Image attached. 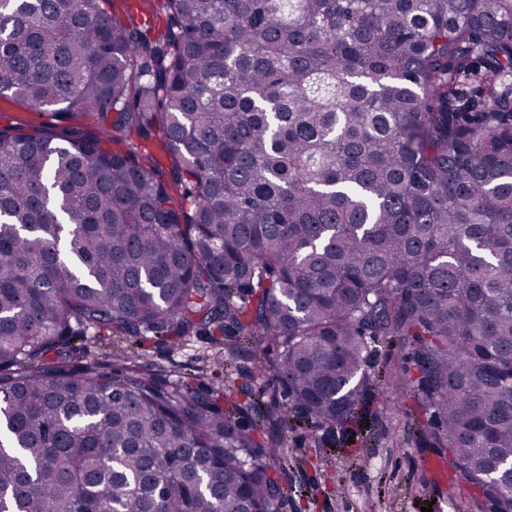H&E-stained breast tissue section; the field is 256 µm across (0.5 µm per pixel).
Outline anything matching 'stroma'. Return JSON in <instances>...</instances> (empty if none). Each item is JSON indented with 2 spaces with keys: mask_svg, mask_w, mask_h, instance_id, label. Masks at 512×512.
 I'll list each match as a JSON object with an SVG mask.
<instances>
[{
  "mask_svg": "<svg viewBox=\"0 0 512 512\" xmlns=\"http://www.w3.org/2000/svg\"><path fill=\"white\" fill-rule=\"evenodd\" d=\"M83 343L89 356L103 364L123 349L163 370L167 382L192 375L193 386L205 396L224 377L204 338L185 344L156 339L140 351L128 341L90 332ZM411 410L404 389L388 388L375 421L335 449L316 448L302 428L289 429L286 478L298 495L283 512H421L427 505L433 512H471L457 482L435 470V451L413 445Z\"/></svg>",
  "mask_w": 512,
  "mask_h": 512,
  "instance_id": "1",
  "label": "stroma"
}]
</instances>
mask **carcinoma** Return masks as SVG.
Returning <instances> with one entry per match:
<instances>
[{
    "label": "carcinoma",
    "instance_id": "carcinoma-1",
    "mask_svg": "<svg viewBox=\"0 0 512 512\" xmlns=\"http://www.w3.org/2000/svg\"><path fill=\"white\" fill-rule=\"evenodd\" d=\"M109 2L0 0V98L50 118L0 127L10 512H278L288 428L352 435L395 346L415 444L512 512V0ZM137 140L167 164L106 147ZM90 329L205 336L237 381ZM83 344L89 357L102 364L112 363L113 353L117 349H123L132 355L136 362L150 363L154 369L163 370L167 382L170 383L182 380L181 376H187V373L192 374L195 379L191 380V383L204 396L211 394L213 388L222 385L224 372L219 367L216 369V365L211 362L214 348L205 337L195 338L185 344H174L167 339H154L145 343V351H141L131 347V342L119 341L107 333L104 336H97L93 332H88L83 336Z\"/></svg>",
    "mask_w": 512,
    "mask_h": 512
}]
</instances>
